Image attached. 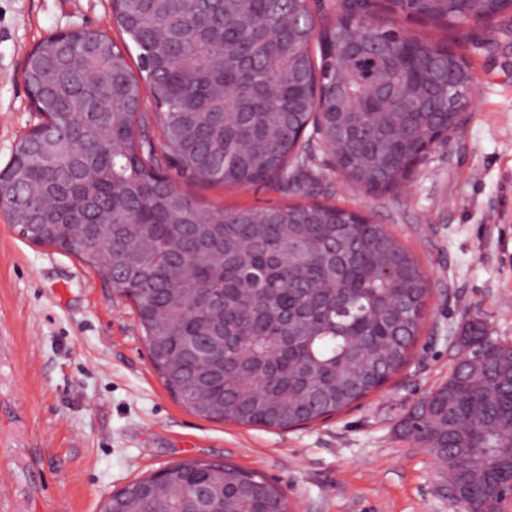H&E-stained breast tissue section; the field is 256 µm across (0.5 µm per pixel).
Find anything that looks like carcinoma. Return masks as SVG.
<instances>
[{"mask_svg": "<svg viewBox=\"0 0 512 512\" xmlns=\"http://www.w3.org/2000/svg\"><path fill=\"white\" fill-rule=\"evenodd\" d=\"M137 69L101 30L48 36L23 80L43 122L0 170V209L29 242L76 256L131 302L166 389L214 421L288 429L343 411L409 360L428 281L361 213L312 202L215 210L176 185L281 179L319 148L371 193L395 189L463 111L469 63L390 17L467 30L512 0H340L313 29L310 0H111ZM318 41L319 63L312 43ZM160 109L156 146L142 90ZM311 133H306L307 128ZM446 379L400 423L465 512H502L512 460V342L476 319ZM120 490L102 512H184L199 487L224 512H281L258 472L188 459Z\"/></svg>", "mask_w": 512, "mask_h": 512, "instance_id": "carcinoma-1", "label": "carcinoma"}]
</instances>
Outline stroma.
Wrapping results in <instances>:
<instances>
[{
  "mask_svg": "<svg viewBox=\"0 0 512 512\" xmlns=\"http://www.w3.org/2000/svg\"><path fill=\"white\" fill-rule=\"evenodd\" d=\"M72 27L125 41L110 0H0V168L39 122L22 78L27 54ZM452 48L474 72L473 109L397 190L352 188L325 151L285 188H190L216 209L308 196L355 210L420 263L430 294L408 364L326 421L282 431L185 409L154 369L133 306L0 211V512H100L113 493L185 459L262 474L289 512H462L433 456L399 424L447 378L468 321L512 342V11Z\"/></svg>",
  "mask_w": 512,
  "mask_h": 512,
  "instance_id": "stroma-1",
  "label": "stroma"
}]
</instances>
